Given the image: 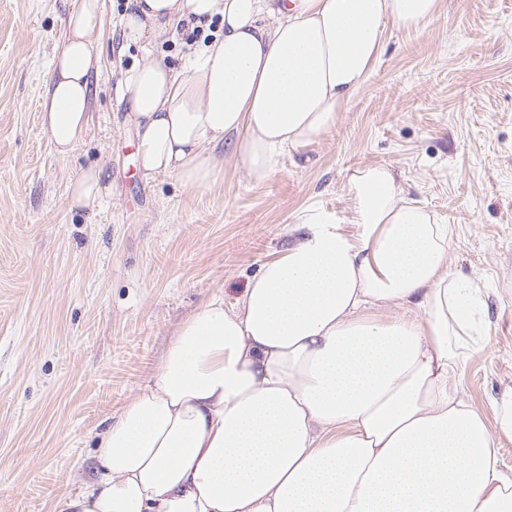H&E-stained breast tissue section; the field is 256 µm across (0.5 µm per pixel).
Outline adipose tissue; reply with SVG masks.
Listing matches in <instances>:
<instances>
[{"mask_svg": "<svg viewBox=\"0 0 512 512\" xmlns=\"http://www.w3.org/2000/svg\"><path fill=\"white\" fill-rule=\"evenodd\" d=\"M442 0H127L129 43L179 21L223 31L181 68L155 57L116 87L145 177L211 186L217 146L261 183L333 125L363 88L389 28ZM102 0H77L54 57L42 123L59 155L83 140ZM354 232L302 211L297 241L233 305L207 300L178 327L141 391L98 435L94 480L60 512H512L496 428L460 393L485 297L453 271L450 225L390 168L347 178ZM413 316H382L389 306Z\"/></svg>", "mask_w": 512, "mask_h": 512, "instance_id": "1", "label": "adipose tissue"}]
</instances>
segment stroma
<instances>
[{
  "label": "stroma",
  "mask_w": 512,
  "mask_h": 512,
  "mask_svg": "<svg viewBox=\"0 0 512 512\" xmlns=\"http://www.w3.org/2000/svg\"><path fill=\"white\" fill-rule=\"evenodd\" d=\"M71 3L0 0V512H59L180 323L211 296L232 303L302 210L354 232L346 181L369 165L452 226L451 269L485 291L484 342L460 378L493 419L512 387V0H443L426 26L388 31L332 127L265 182L228 158L206 189L137 167L116 85L150 55L126 44L120 0H103L90 128L55 154L40 103ZM90 168L108 185L93 216L68 196Z\"/></svg>",
  "instance_id": "35a3bbf8"
}]
</instances>
